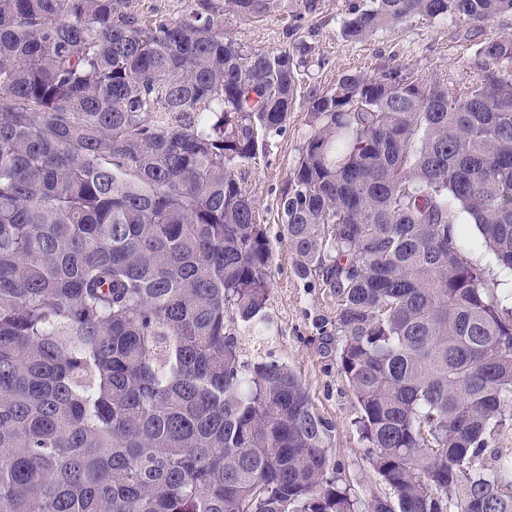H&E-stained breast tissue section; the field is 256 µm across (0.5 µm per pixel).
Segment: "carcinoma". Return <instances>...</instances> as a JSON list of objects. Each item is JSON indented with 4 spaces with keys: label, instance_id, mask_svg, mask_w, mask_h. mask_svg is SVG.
Returning a JSON list of instances; mask_svg holds the SVG:
<instances>
[{
    "label": "carcinoma",
    "instance_id": "obj_1",
    "mask_svg": "<svg viewBox=\"0 0 512 512\" xmlns=\"http://www.w3.org/2000/svg\"><path fill=\"white\" fill-rule=\"evenodd\" d=\"M0 0V512H512V34L477 73L405 66L308 93L280 198L297 275L359 404L378 477L353 492L333 422L274 332L272 246L241 177L293 111L309 47L250 50L219 13ZM512 0H363L352 40ZM461 225L465 229L464 243L468 255L474 260L479 261L488 270L491 278L502 283L500 288H512V273L509 270L500 268L492 255L476 246L478 232L475 226L471 224Z\"/></svg>",
    "mask_w": 512,
    "mask_h": 512
}]
</instances>
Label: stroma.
<instances>
[{
    "mask_svg": "<svg viewBox=\"0 0 512 512\" xmlns=\"http://www.w3.org/2000/svg\"><path fill=\"white\" fill-rule=\"evenodd\" d=\"M346 9V0H321L316 13L301 16L293 0H270L268 12L261 18L247 20L227 13L220 21L228 35L253 49L273 51L299 41L310 48L285 133L269 141L265 153L245 175L246 189L256 202L259 221L273 247V286L267 306L275 331L265 338L243 333L240 346L245 359L256 361L271 353L288 361L298 373L316 412L334 423L332 455L344 465L360 493L377 477L363 458L352 425L359 406L335 361L323 357L318 339V319L332 315L333 306L319 290L297 277L295 256L283 237L279 218L281 192L310 133L308 91L314 87L327 92L342 75L373 74L397 65L407 66L423 78H461L470 74L481 42L512 33V15L503 14L480 27L454 19H412L367 40L353 41L340 34Z\"/></svg>",
    "mask_w": 512,
    "mask_h": 512,
    "instance_id": "35a3bbf8",
    "label": "stroma"
}]
</instances>
